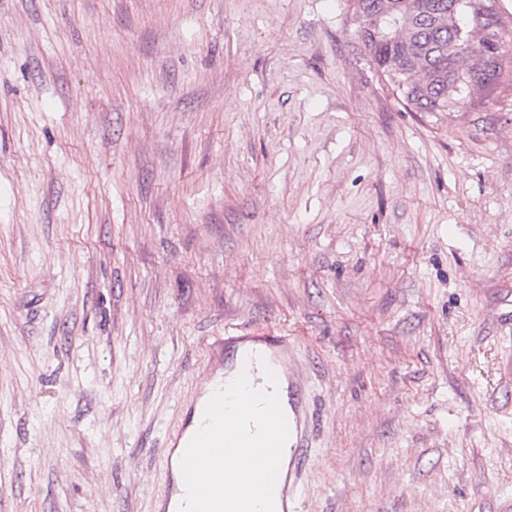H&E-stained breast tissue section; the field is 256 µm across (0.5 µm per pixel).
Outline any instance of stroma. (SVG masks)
<instances>
[{
    "label": "stroma",
    "mask_w": 512,
    "mask_h": 512,
    "mask_svg": "<svg viewBox=\"0 0 512 512\" xmlns=\"http://www.w3.org/2000/svg\"><path fill=\"white\" fill-rule=\"evenodd\" d=\"M348 0H0V512H155L224 331L288 332L303 512H512V53L412 112Z\"/></svg>",
    "instance_id": "obj_1"
}]
</instances>
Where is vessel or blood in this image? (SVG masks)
<instances>
[{
    "instance_id": "1",
    "label": "vessel or blood",
    "mask_w": 512,
    "mask_h": 512,
    "mask_svg": "<svg viewBox=\"0 0 512 512\" xmlns=\"http://www.w3.org/2000/svg\"><path fill=\"white\" fill-rule=\"evenodd\" d=\"M229 346L235 348L236 357L233 365L223 371L222 384H230L244 374L251 386L256 387L262 383L263 375L268 370L273 371L275 376L284 378L288 384L289 411L286 418L289 438L283 450L288 466L277 476L274 500L276 512H301L304 496V439L312 419L306 404L307 383L289 360L288 338L280 332L271 334L243 330L236 335L214 338L210 344L215 352Z\"/></svg>"
}]
</instances>
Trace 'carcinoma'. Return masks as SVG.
Listing matches in <instances>:
<instances>
[{
	"label": "carcinoma",
	"mask_w": 512,
	"mask_h": 512,
	"mask_svg": "<svg viewBox=\"0 0 512 512\" xmlns=\"http://www.w3.org/2000/svg\"><path fill=\"white\" fill-rule=\"evenodd\" d=\"M349 21L364 53L412 112L468 104L471 90L494 84L512 43L475 22L483 0H349ZM491 45L474 60L473 47Z\"/></svg>",
	"instance_id": "carcinoma-1"
}]
</instances>
